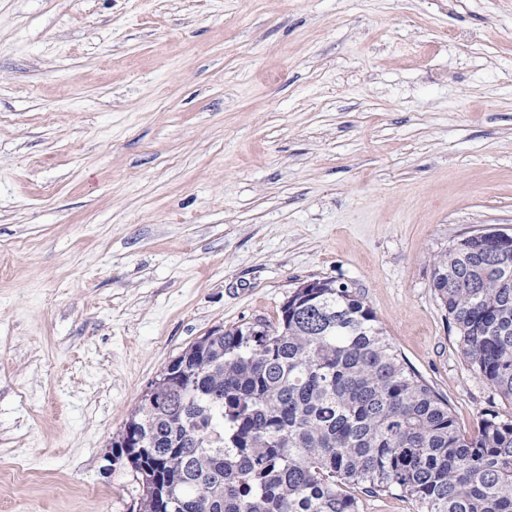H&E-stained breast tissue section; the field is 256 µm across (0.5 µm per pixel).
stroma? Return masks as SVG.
Listing matches in <instances>:
<instances>
[{
	"label": "stroma",
	"mask_w": 512,
	"mask_h": 512,
	"mask_svg": "<svg viewBox=\"0 0 512 512\" xmlns=\"http://www.w3.org/2000/svg\"><path fill=\"white\" fill-rule=\"evenodd\" d=\"M512 234V0H0V512H137L107 454L209 332L356 288L464 432L432 259Z\"/></svg>",
	"instance_id": "35a3bbf8"
}]
</instances>
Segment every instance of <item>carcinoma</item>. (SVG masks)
<instances>
[{"mask_svg":"<svg viewBox=\"0 0 512 512\" xmlns=\"http://www.w3.org/2000/svg\"><path fill=\"white\" fill-rule=\"evenodd\" d=\"M431 288L470 369L512 401V249L463 238ZM128 417L140 512H359L348 489L400 493L421 512H512V419L465 435L406 366L361 295L295 288L275 323L218 329L172 360Z\"/></svg>","mask_w":512,"mask_h":512,"instance_id":"1","label":"carcinoma"}]
</instances>
